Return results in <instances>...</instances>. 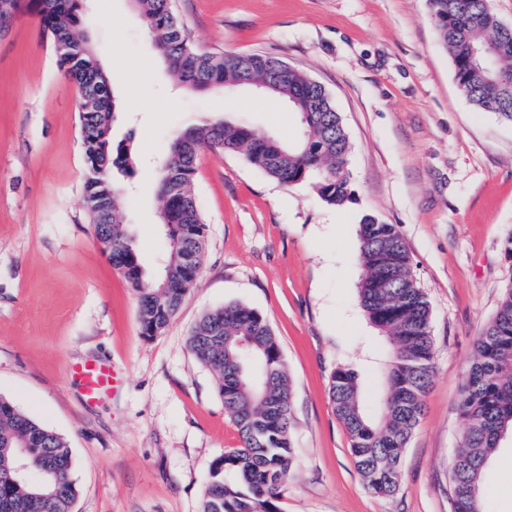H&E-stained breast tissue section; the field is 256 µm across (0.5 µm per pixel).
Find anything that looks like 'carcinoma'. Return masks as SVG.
Wrapping results in <instances>:
<instances>
[{
    "instance_id": "1",
    "label": "carcinoma",
    "mask_w": 512,
    "mask_h": 512,
    "mask_svg": "<svg viewBox=\"0 0 512 512\" xmlns=\"http://www.w3.org/2000/svg\"><path fill=\"white\" fill-rule=\"evenodd\" d=\"M83 2L37 0V7L60 69L78 87L89 222L97 240L112 248V265L138 293L141 333L151 338L168 326L199 273L206 224L191 182L201 151L216 148L240 155L273 180L306 185L326 203L344 206L352 198L349 138L331 95L319 82L270 55L203 52L176 15L174 0H133L154 52L182 87L209 92L255 87L281 70V83L265 93L288 103L302 126L298 139L282 141L217 113L178 134L170 149L178 162L160 170L157 187L167 256L158 271H148L123 222L120 190L113 180V170L132 168L131 146L113 142L109 78L89 36H76ZM429 12L469 102L512 121V31L502 28L489 0H429ZM88 98L95 99L90 108ZM359 243L364 275L358 302L389 345L384 372L388 397L380 419L372 418L358 374L349 368L332 373L329 397L367 488L386 497L397 489L402 454L434 372L431 309L395 225L366 215L359 224ZM243 340L249 342L246 349L240 346ZM187 346L216 376L224 410L242 442L212 462L201 512H282V488L294 464L293 390L270 324L252 308L226 303L200 315ZM458 410L466 429L449 469L453 512H483L481 487L488 461L512 432V285L477 336ZM21 448L26 449V483L15 475ZM77 493L66 440L1 397L0 512H73Z\"/></svg>"
}]
</instances>
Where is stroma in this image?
Segmentation results:
<instances>
[{
  "mask_svg": "<svg viewBox=\"0 0 512 512\" xmlns=\"http://www.w3.org/2000/svg\"><path fill=\"white\" fill-rule=\"evenodd\" d=\"M195 46L266 53L331 94L350 140L351 202L325 203L241 156L202 151L192 193L208 226L200 272L165 330L143 338L139 300L87 218L76 92L39 15L0 27V397L62 435L78 488L73 512H200L209 468L240 447L213 374L189 351L199 315L229 302L262 313L294 400L295 465L282 512H451L448 470L474 343L512 284V122L459 89L428 0H176ZM116 102L114 141L131 140L126 220L147 267L168 239L158 170L172 140L214 113L295 138L297 115L247 91L190 92L156 57L130 0H89ZM134 68L137 78H120ZM396 225L430 303L435 368L392 496L365 486L328 397L334 370L357 371L379 416L388 345L357 301L359 223ZM110 362L122 386L95 405L67 371ZM485 512H512V435L492 456Z\"/></svg>",
  "mask_w": 512,
  "mask_h": 512,
  "instance_id": "35a3bbf8",
  "label": "stroma"
}]
</instances>
